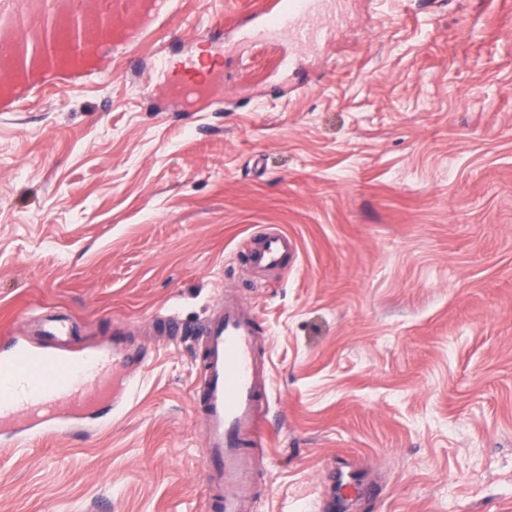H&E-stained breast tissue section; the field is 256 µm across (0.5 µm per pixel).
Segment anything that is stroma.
Instances as JSON below:
<instances>
[{
	"label": "stroma",
	"instance_id": "35a3bbf8",
	"mask_svg": "<svg viewBox=\"0 0 512 512\" xmlns=\"http://www.w3.org/2000/svg\"><path fill=\"white\" fill-rule=\"evenodd\" d=\"M263 0H177L157 35L14 89L0 111V336L120 337L140 383L104 428L0 436V512H203L195 335L231 294L268 341L274 435L253 512H512V0H341L333 47L238 45ZM205 95L152 79L196 50ZM298 243L257 287L241 248ZM187 333L164 343L154 319Z\"/></svg>",
	"mask_w": 512,
	"mask_h": 512
}]
</instances>
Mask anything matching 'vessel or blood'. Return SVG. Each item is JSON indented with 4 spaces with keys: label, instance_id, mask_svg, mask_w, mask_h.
I'll return each mask as SVG.
<instances>
[{
    "label": "vessel or blood",
    "instance_id": "obj_1",
    "mask_svg": "<svg viewBox=\"0 0 512 512\" xmlns=\"http://www.w3.org/2000/svg\"><path fill=\"white\" fill-rule=\"evenodd\" d=\"M0 0V74L15 83L61 65H81L86 51L101 47L108 31L120 33L131 46L156 31L161 19L174 10V0ZM340 18L333 0H265L262 9L238 27L244 43L266 44L286 38L314 46L329 37ZM188 78L173 83V94L191 99L199 91L196 75L202 60L182 61ZM298 251L296 240L275 228L247 242L245 259L259 272L287 266ZM204 373L195 395L203 424L205 480L212 493L207 512H250L245 493L252 482V449L270 443L269 386L271 364L260 353L261 331L252 313L228 303L213 314L200 333ZM33 355L18 339L0 345V367L16 369L12 387L0 394V421L22 415L28 430L41 435L44 425L56 421L62 409L76 415L92 411L111 398L108 389L94 385L98 371L116 357L104 354L78 371L68 355L49 358L37 371L23 370Z\"/></svg>",
    "mask_w": 512,
    "mask_h": 512
}]
</instances>
